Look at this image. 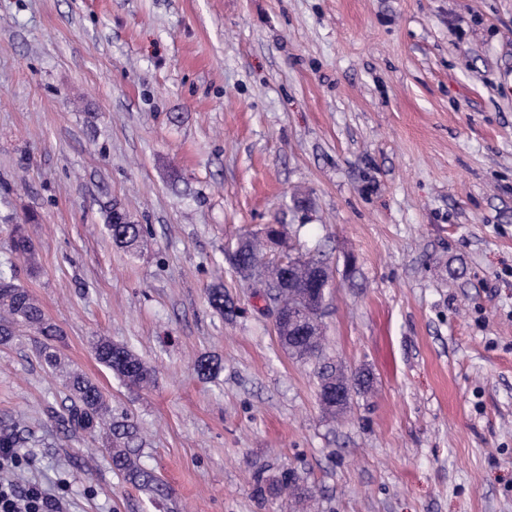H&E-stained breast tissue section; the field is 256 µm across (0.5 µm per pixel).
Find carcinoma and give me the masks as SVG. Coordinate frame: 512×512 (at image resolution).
<instances>
[{"instance_id": "1", "label": "carcinoma", "mask_w": 512, "mask_h": 512, "mask_svg": "<svg viewBox=\"0 0 512 512\" xmlns=\"http://www.w3.org/2000/svg\"><path fill=\"white\" fill-rule=\"evenodd\" d=\"M119 228L121 242L128 247L138 243L147 232L142 224H121ZM263 247V242L258 238L246 237L242 254L234 262L239 273L245 275L248 270L264 262ZM11 249L30 267H35L34 246L19 228L12 237ZM24 331L43 337L40 357L48 368L61 370L60 359L52 345L61 336L60 328L46 319L36 299L17 283L15 270L0 267V345L12 344ZM280 342L289 354L299 359L318 364L324 358V348L320 343L312 345L306 342L301 345L286 336L280 337ZM93 350L96 359L121 381L142 386L153 381L154 369L126 346L100 336L94 340ZM63 377L71 399L67 407L69 427L81 430L92 438H106L111 446V464L115 473L154 498L165 496L163 482L137 462L136 449L130 447L135 426L126 420L117 421L112 417L110 401L91 378L74 371L65 372Z\"/></svg>"}]
</instances>
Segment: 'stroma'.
Listing matches in <instances>:
<instances>
[{
  "label": "stroma",
  "mask_w": 512,
  "mask_h": 512,
  "mask_svg": "<svg viewBox=\"0 0 512 512\" xmlns=\"http://www.w3.org/2000/svg\"><path fill=\"white\" fill-rule=\"evenodd\" d=\"M267 224L328 264L326 353L374 379L346 417L227 259ZM0 265L170 489L151 502L65 424L22 336L0 429L68 512H512V0H0ZM287 468L311 496L260 495ZM125 215L126 213L117 206L113 219V212L111 209L107 215L108 224H106V227L109 232V235L117 240V236L112 235V228L118 226L121 229V242L129 247L138 243L139 240L142 239L145 233L147 232V229L144 227L143 224H123V222L125 221ZM117 216H119L120 218L118 219ZM112 222L117 223L112 224ZM93 350L96 359L121 381L142 386H148L153 381L154 369L126 346L100 336L94 340Z\"/></svg>",
  "instance_id": "1"
}]
</instances>
